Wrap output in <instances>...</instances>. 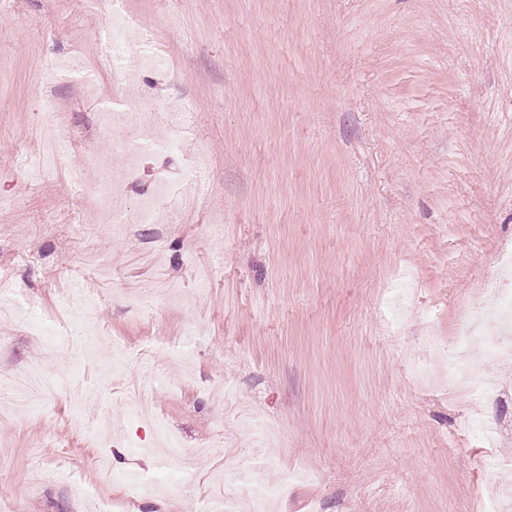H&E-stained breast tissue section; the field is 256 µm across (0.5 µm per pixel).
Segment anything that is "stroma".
Masks as SVG:
<instances>
[{"mask_svg": "<svg viewBox=\"0 0 512 512\" xmlns=\"http://www.w3.org/2000/svg\"><path fill=\"white\" fill-rule=\"evenodd\" d=\"M165 46L122 85L100 69L104 10L0 0V377L43 366L41 405L0 385V468L13 512H118L280 486L267 512H483L512 471V354L481 404L422 379L451 348L512 244V0H122ZM72 61L65 77L52 59ZM145 95L192 106L183 152L138 130L126 157L98 112ZM59 113L67 140L37 163ZM97 155L121 184L109 225L71 179ZM203 155V191L186 187ZM171 186L162 224L139 198ZM412 280L394 326L385 302ZM95 344L46 356L29 322ZM183 344L112 367V346ZM483 408L487 444L468 427ZM204 455L193 474L139 450L142 414Z\"/></svg>", "mask_w": 512, "mask_h": 512, "instance_id": "35a3bbf8", "label": "stroma"}]
</instances>
